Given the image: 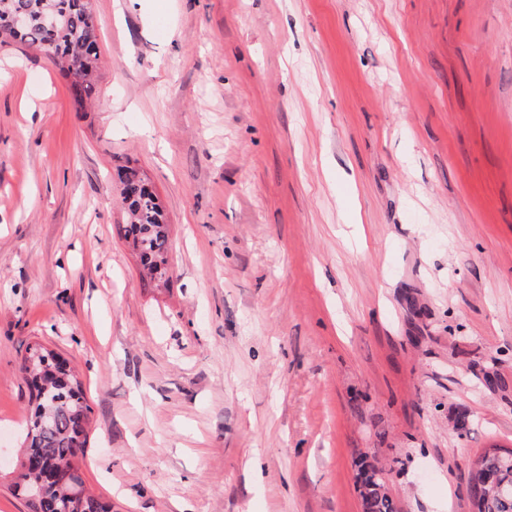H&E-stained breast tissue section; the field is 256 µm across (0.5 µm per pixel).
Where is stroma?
<instances>
[{"label": "stroma", "instance_id": "35a3bbf8", "mask_svg": "<svg viewBox=\"0 0 512 512\" xmlns=\"http://www.w3.org/2000/svg\"><path fill=\"white\" fill-rule=\"evenodd\" d=\"M92 8L85 109L0 45V512H29L36 341L83 383L112 512H363L366 452L396 512H470L471 460L512 448V0ZM126 165L169 288L121 234ZM121 203L128 216L124 237L139 246L138 257L144 276L156 288L170 281L167 256L169 234L157 194L133 167L118 173Z\"/></svg>", "mask_w": 512, "mask_h": 512}]
</instances>
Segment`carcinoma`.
<instances>
[{"label": "carcinoma", "mask_w": 512, "mask_h": 512, "mask_svg": "<svg viewBox=\"0 0 512 512\" xmlns=\"http://www.w3.org/2000/svg\"><path fill=\"white\" fill-rule=\"evenodd\" d=\"M59 17L55 28L44 26L47 12ZM19 13L28 16L21 36L8 27ZM8 40L45 51L60 63L76 106L97 94L95 73L101 60L87 53L98 43V26L89 0H0V43ZM121 203L128 216L124 237L139 246L138 257L144 276L155 287L170 281L167 256L169 234L157 194L133 167L118 173ZM21 369L29 381L31 415L26 435L27 448L13 478V491L28 495L29 485L40 478L42 461L49 462V475L43 512H70L76 492L84 496L80 512H111L99 498L88 493L80 474L79 462L87 443L90 407L82 383L68 362L48 347L36 343L22 358ZM382 470L362 458L356 478L362 480L360 497L363 512H396L381 477ZM470 502L478 512H512V497L494 494L481 486V478L469 476Z\"/></svg>", "instance_id": "carcinoma-1"}]
</instances>
